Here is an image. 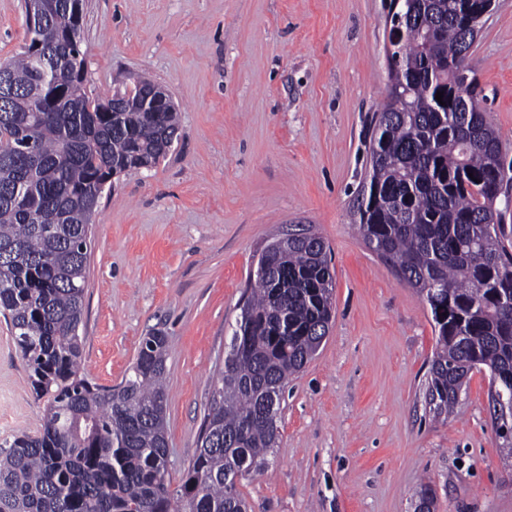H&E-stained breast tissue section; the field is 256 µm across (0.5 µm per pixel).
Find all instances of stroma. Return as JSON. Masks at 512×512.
<instances>
[{
	"label": "stroma",
	"mask_w": 512,
	"mask_h": 512,
	"mask_svg": "<svg viewBox=\"0 0 512 512\" xmlns=\"http://www.w3.org/2000/svg\"><path fill=\"white\" fill-rule=\"evenodd\" d=\"M385 0H86L90 97L145 73L177 106L155 167L113 177L91 226L82 375L118 385L143 336L169 338L170 490L197 448L243 292L263 248L325 240L334 318L289 383L268 469L242 480L250 512H512V467L475 371L447 420L424 392L436 347L428 304L356 224L370 120L386 97ZM26 39L23 0H0V62ZM472 77L512 160V0H494ZM43 402L0 316V441L38 432Z\"/></svg>",
	"instance_id": "stroma-1"
}]
</instances>
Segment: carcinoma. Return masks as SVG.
<instances>
[{
  "label": "carcinoma",
  "mask_w": 512,
  "mask_h": 512,
  "mask_svg": "<svg viewBox=\"0 0 512 512\" xmlns=\"http://www.w3.org/2000/svg\"><path fill=\"white\" fill-rule=\"evenodd\" d=\"M25 17L28 49L0 64V312L28 363L41 430L0 446V512H247L241 480L279 444L288 383L316 355L332 320L323 238L290 232L232 329L212 405L177 508L166 474L168 337H144L114 387L80 374L79 328L89 225L112 177L155 166L178 113L152 112L155 82L136 79L127 105L91 98L81 52L83 0H52ZM488 0H411L388 55L387 104L375 113L358 208L367 247L429 305L436 351L425 403L448 418L469 375L486 370L512 398V250L497 200L512 182L498 131L480 107L458 121L456 71ZM443 93V102L435 99Z\"/></svg>",
  "instance_id": "carcinoma-1"
}]
</instances>
